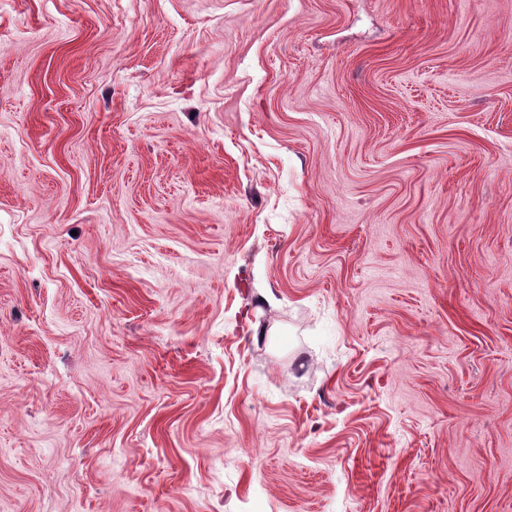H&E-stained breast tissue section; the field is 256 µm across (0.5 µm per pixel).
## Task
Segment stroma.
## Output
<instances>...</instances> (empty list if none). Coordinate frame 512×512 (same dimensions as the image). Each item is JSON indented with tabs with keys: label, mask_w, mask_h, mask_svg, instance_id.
Segmentation results:
<instances>
[{
	"label": "stroma",
	"mask_w": 512,
	"mask_h": 512,
	"mask_svg": "<svg viewBox=\"0 0 512 512\" xmlns=\"http://www.w3.org/2000/svg\"><path fill=\"white\" fill-rule=\"evenodd\" d=\"M0 512H512V0H0Z\"/></svg>",
	"instance_id": "1"
}]
</instances>
